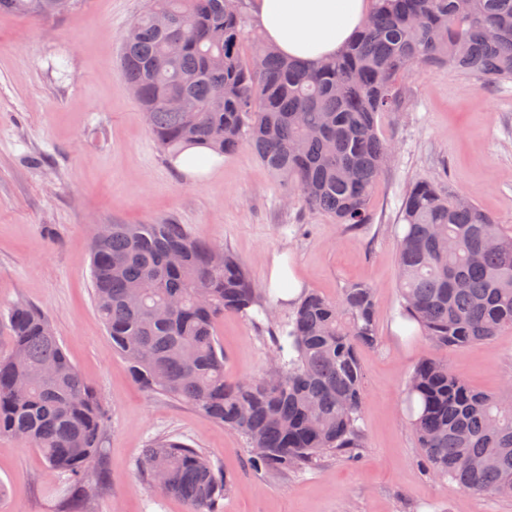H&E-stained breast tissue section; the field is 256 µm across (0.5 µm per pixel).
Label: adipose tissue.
Segmentation results:
<instances>
[{"label":"adipose tissue","instance_id":"adipose-tissue-1","mask_svg":"<svg viewBox=\"0 0 512 512\" xmlns=\"http://www.w3.org/2000/svg\"><path fill=\"white\" fill-rule=\"evenodd\" d=\"M373 8L372 0H253L254 20L283 56L315 63L338 54Z\"/></svg>","mask_w":512,"mask_h":512}]
</instances>
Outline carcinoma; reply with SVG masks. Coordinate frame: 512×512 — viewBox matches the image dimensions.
<instances>
[{
    "label": "carcinoma",
    "mask_w": 512,
    "mask_h": 512,
    "mask_svg": "<svg viewBox=\"0 0 512 512\" xmlns=\"http://www.w3.org/2000/svg\"><path fill=\"white\" fill-rule=\"evenodd\" d=\"M150 2L127 28L120 73L158 150L175 159L195 145L224 156L248 145L308 207L338 224L372 221L369 197L390 153L377 117L400 110L406 72L446 65L488 82L512 80V0H373L347 48L312 68L249 36L242 0ZM49 3L0 0V13L52 21ZM401 221L404 322L443 352L512 328V231L424 179L408 186ZM90 259L96 311L135 381L262 449L251 455L255 466L299 470L364 447L358 352L376 336L373 288L349 284L337 300L305 293L277 329L269 368L229 382L218 320L274 318L266 289L243 263L182 224L96 230ZM8 327L0 436L37 449L50 475L83 493L108 410L38 309L14 305ZM46 363L57 367L48 379L40 375ZM403 406L427 473L512 499V389L484 394L443 359L426 358L405 384ZM142 471L150 491L183 499L190 512H221L231 483L200 449L169 438L151 444Z\"/></svg>",
    "instance_id": "1"
}]
</instances>
